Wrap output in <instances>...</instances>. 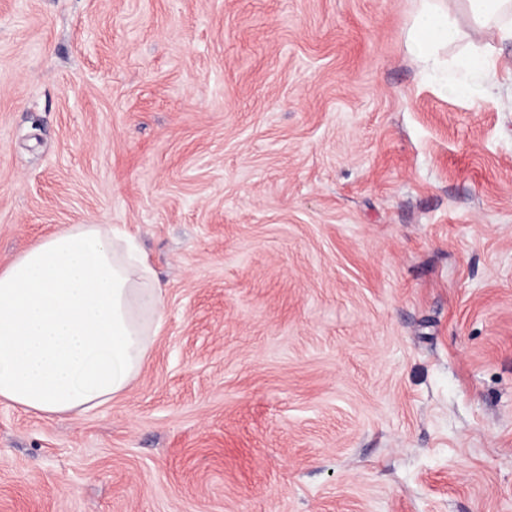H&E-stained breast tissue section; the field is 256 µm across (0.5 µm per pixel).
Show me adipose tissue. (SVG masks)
<instances>
[{"mask_svg":"<svg viewBox=\"0 0 512 512\" xmlns=\"http://www.w3.org/2000/svg\"><path fill=\"white\" fill-rule=\"evenodd\" d=\"M475 24L512 41V0H467ZM463 32L442 0H419L411 52L440 69L438 48ZM493 55L459 58L442 92L491 96ZM162 288L131 239L106 224H77L40 238L0 270V400L49 416L80 415L122 394L138 374L150 331L160 329Z\"/></svg>","mask_w":512,"mask_h":512,"instance_id":"obj_1","label":"adipose tissue"}]
</instances>
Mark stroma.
<instances>
[{"mask_svg": "<svg viewBox=\"0 0 512 512\" xmlns=\"http://www.w3.org/2000/svg\"><path fill=\"white\" fill-rule=\"evenodd\" d=\"M0 0V269L76 224L164 290L129 388L0 401V512H512V41L445 0ZM441 2L419 0L407 37L411 52L424 59L433 70L442 69L436 50L456 43L463 35L455 18ZM498 71L497 59L487 53H473L459 58L454 72L444 76L439 84L443 93L465 96L473 100L493 94V76Z\"/></svg>", "mask_w": 512, "mask_h": 512, "instance_id": "stroma-1", "label": "stroma"}]
</instances>
